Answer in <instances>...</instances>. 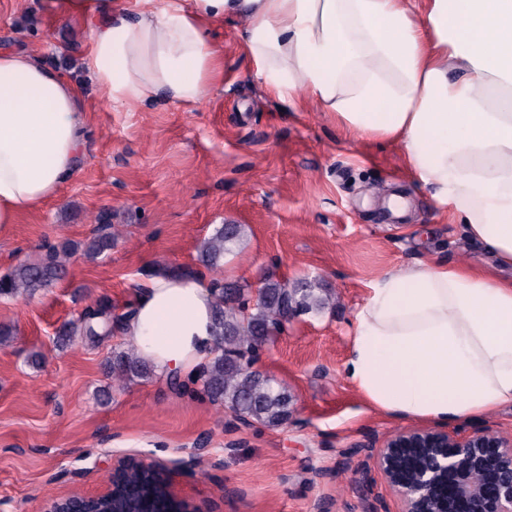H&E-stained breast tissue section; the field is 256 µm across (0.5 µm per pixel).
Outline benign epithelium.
I'll return each mask as SVG.
<instances>
[{
	"label": "benign epithelium",
	"mask_w": 512,
	"mask_h": 512,
	"mask_svg": "<svg viewBox=\"0 0 512 512\" xmlns=\"http://www.w3.org/2000/svg\"><path fill=\"white\" fill-rule=\"evenodd\" d=\"M372 466L400 498L401 512H512V434L490 427L459 437L433 428H413L366 447ZM154 473L175 512H199L174 499L166 471L127 455L112 468V484L96 495L48 498L46 512H122L119 496L129 469Z\"/></svg>",
	"instance_id": "1"
}]
</instances>
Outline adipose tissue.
Wrapping results in <instances>:
<instances>
[{"mask_svg": "<svg viewBox=\"0 0 512 512\" xmlns=\"http://www.w3.org/2000/svg\"><path fill=\"white\" fill-rule=\"evenodd\" d=\"M83 23V63L108 102L198 103L224 77L210 38L245 19L255 75L287 109L315 103L399 144L438 205L512 266V0H51ZM78 84L25 49L0 50V224L57 196L78 170ZM206 278L158 276L119 336L163 376L212 357ZM345 372L376 410L443 423L512 404V279L475 259L385 273L355 314Z\"/></svg>", "mask_w": 512, "mask_h": 512, "instance_id": "ef3b65f1", "label": "adipose tissue"}]
</instances>
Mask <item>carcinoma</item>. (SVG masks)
I'll return each instance as SVG.
<instances>
[{
  "label": "carcinoma",
  "instance_id": "1",
  "mask_svg": "<svg viewBox=\"0 0 512 512\" xmlns=\"http://www.w3.org/2000/svg\"><path fill=\"white\" fill-rule=\"evenodd\" d=\"M97 235L84 245L65 241L43 247L35 263L21 262L10 273L0 278V296L30 298L37 291L53 286L66 272L78 252L88 258H97L112 249L120 231L104 215L97 216ZM245 229L240 224H220L204 237L198 245V260L215 278L210 286L214 299L212 315L213 357L195 375L193 381L201 382L215 409L228 410L237 416L279 426L293 416L292 396L287 389L260 371L240 370L233 360L253 355L256 350L284 332L273 320V313L293 303L305 308L306 313L333 308L338 302L335 290L323 288L304 279L267 280L263 288L268 299L251 302L250 289L240 285L236 298L224 299V258L241 249ZM191 278L192 268L174 272L161 263L148 272V276ZM132 310L121 314L112 311V303L100 298L87 305L74 319L61 325L58 341L69 345L74 338H81L85 346H99L121 328ZM235 332L244 336L243 342L224 343V335ZM149 359L137 348L127 344L112 351L107 364L109 389L121 392L131 382L148 373Z\"/></svg>",
  "mask_w": 512,
  "mask_h": 512
}]
</instances>
